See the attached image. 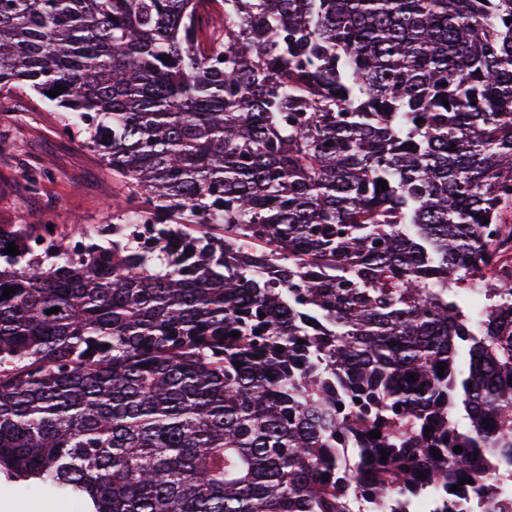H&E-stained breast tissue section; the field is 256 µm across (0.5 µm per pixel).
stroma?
<instances>
[{
  "label": "stroma",
  "instance_id": "35a3bbf8",
  "mask_svg": "<svg viewBox=\"0 0 512 512\" xmlns=\"http://www.w3.org/2000/svg\"><path fill=\"white\" fill-rule=\"evenodd\" d=\"M59 111L29 91L0 98V224H53L59 232L75 225L97 230L111 223L124 202L122 187L79 137L59 132ZM49 168L52 178L30 192L24 172ZM22 504L23 512H77L43 488L0 483V503Z\"/></svg>",
  "mask_w": 512,
  "mask_h": 512
}]
</instances>
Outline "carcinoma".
<instances>
[{
	"label": "carcinoma",
	"instance_id": "obj_1",
	"mask_svg": "<svg viewBox=\"0 0 512 512\" xmlns=\"http://www.w3.org/2000/svg\"><path fill=\"white\" fill-rule=\"evenodd\" d=\"M508 18L0 0V96L53 103L127 191L98 234L0 225V475L89 512L497 498L512 471L477 453L512 460Z\"/></svg>",
	"mask_w": 512,
	"mask_h": 512
}]
</instances>
